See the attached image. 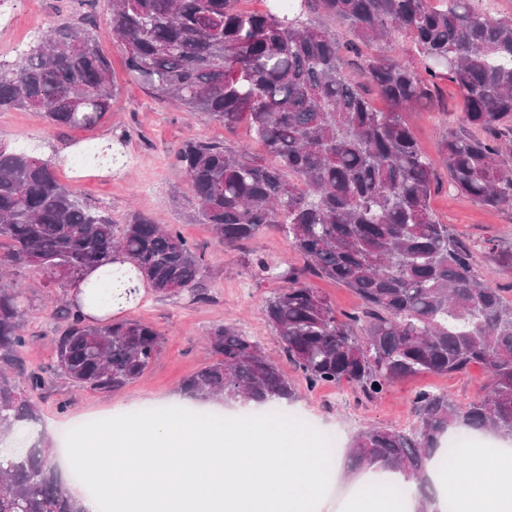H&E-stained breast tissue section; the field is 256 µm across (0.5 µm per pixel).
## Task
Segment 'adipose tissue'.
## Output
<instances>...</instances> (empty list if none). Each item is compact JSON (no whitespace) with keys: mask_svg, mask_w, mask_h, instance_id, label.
<instances>
[{"mask_svg":"<svg viewBox=\"0 0 512 512\" xmlns=\"http://www.w3.org/2000/svg\"><path fill=\"white\" fill-rule=\"evenodd\" d=\"M146 280L132 272L123 255L113 262L87 271L71 283V294L86 317L108 320L138 302ZM436 480H447L456 492L462 512H512V446L498 442L473 456L466 468L448 463L435 471ZM388 478L361 479L362 491L353 512H418L416 498L396 502L386 495Z\"/></svg>","mask_w":512,"mask_h":512,"instance_id":"obj_1","label":"adipose tissue"}]
</instances>
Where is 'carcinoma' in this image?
<instances>
[{"instance_id":"obj_1","label":"carcinoma","mask_w":512,"mask_h":512,"mask_svg":"<svg viewBox=\"0 0 512 512\" xmlns=\"http://www.w3.org/2000/svg\"><path fill=\"white\" fill-rule=\"evenodd\" d=\"M239 0H112L110 25L129 77L159 99L202 112L227 128L244 123L264 156L189 138L168 152L196 201L192 219L226 249L263 232L287 234L304 264L289 266L264 304L273 336L312 385L346 383L375 399L418 375L463 373L479 364L491 392L465 406L444 391L414 396L406 430L373 426L348 452L361 469L396 471L406 491L424 490L451 429L512 437V298L482 280L474 246L457 240L430 206L437 166L454 189L512 209V14L473 0H269L245 12ZM320 8L352 41L301 19ZM90 15L39 35L0 62V111L34 109L58 127H89L116 95ZM411 39L421 64L367 56L359 69L387 101L373 108L347 73L358 46ZM459 90L457 126L438 158L415 141L405 114L427 106L437 81ZM0 270L35 268L64 288L121 252L163 296L206 299V266L173 224L135 216L123 224L78 196L52 165L0 142ZM486 257L512 275V246L493 240ZM339 283L362 301L336 312L308 278ZM56 371L80 387L121 389L149 368L162 333L143 320L91 324L78 304L53 309ZM25 301L0 285V446L38 420L30 394L49 377L25 375ZM218 359L185 379L200 401L243 398L281 405L293 385L262 345L234 325L208 333ZM0 512H83L63 487L53 449L37 440L0 457Z\"/></svg>"}]
</instances>
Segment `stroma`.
Masks as SVG:
<instances>
[{"mask_svg": "<svg viewBox=\"0 0 512 512\" xmlns=\"http://www.w3.org/2000/svg\"><path fill=\"white\" fill-rule=\"evenodd\" d=\"M0 8L12 15L10 26H0L2 62L15 59L25 36L72 20L79 12L74 0H6ZM111 9V0H93L98 47L109 58L118 86L110 112L92 127L54 128L42 114L32 110L1 111L0 141L51 161L62 183L115 218L159 216L166 223L177 225L205 259L208 296L195 301L186 293L162 297L147 291L127 315L153 324L162 333L161 350L140 379L117 391L99 392L77 387L53 371L54 341L62 323L54 316L50 301L69 300L68 289L47 283L36 270L17 272L14 283L23 290L27 308L23 366L25 371L52 377L46 389L33 395L41 420L32 431L42 434L62 459L66 456L67 431L94 419L174 405L198 411V402L182 392L181 384L213 361V354L204 346L206 334L214 327L233 323L259 340L294 384L296 399L290 405L291 416L334 439V457L342 474L331 477L318 512H345L357 491L355 481L361 475L360 470L352 468L348 456L354 436L372 425L407 427L413 417L412 397L417 390L440 389L448 392L455 403L465 405L484 396L492 381L484 367L474 365L462 374L408 379L372 400L346 384L307 385L275 341L265 319V300L279 283L260 274L256 267L260 259L281 268L299 266L302 258L279 233L261 235L241 251L224 249L208 225L191 223L193 200L187 178L171 168L167 159L168 150L188 138L243 147L255 155L261 154V146L252 139L246 125L224 128L205 114L183 111L134 83L128 75L125 56L112 37L108 21ZM439 87L440 99L435 106L406 116L419 146L430 155L435 154L460 101L453 84L443 80ZM107 142L122 152L120 164L97 178L77 177L71 170L73 160L82 150ZM430 204L438 220L459 239L478 246L490 238L505 245L512 243V211L490 208L455 192L447 173H440L439 188Z\"/></svg>", "mask_w": 512, "mask_h": 512, "instance_id": "1", "label": "stroma"}]
</instances>
